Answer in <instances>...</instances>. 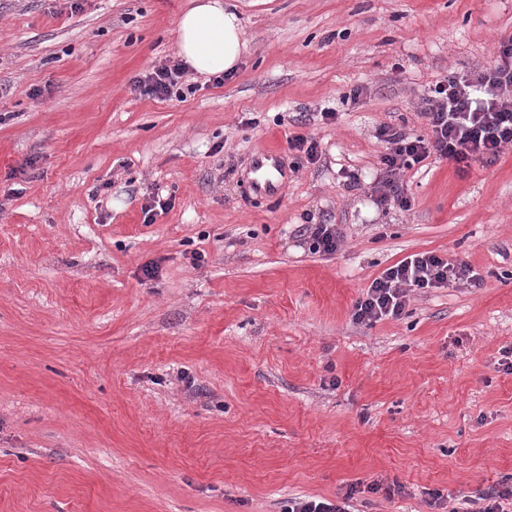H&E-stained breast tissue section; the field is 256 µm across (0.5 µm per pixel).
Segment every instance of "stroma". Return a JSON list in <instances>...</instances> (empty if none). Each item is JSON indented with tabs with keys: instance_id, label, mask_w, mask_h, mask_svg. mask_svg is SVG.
I'll return each instance as SVG.
<instances>
[{
	"instance_id": "obj_1",
	"label": "stroma",
	"mask_w": 512,
	"mask_h": 512,
	"mask_svg": "<svg viewBox=\"0 0 512 512\" xmlns=\"http://www.w3.org/2000/svg\"><path fill=\"white\" fill-rule=\"evenodd\" d=\"M235 2L249 54L180 101L131 82L188 0H0V512H451L512 484V150L429 157L407 211L371 192L377 128L426 133L420 97L493 64L512 0ZM296 133L319 163L293 168ZM324 219L330 255L297 235ZM421 252L480 286L356 323ZM288 150L309 164H316L321 158L320 143L310 134H294L288 137ZM270 168L279 171L278 155L277 152L273 150L261 153L256 157L255 172H262V178L260 180H255L254 189L256 192L271 194V192L276 188L275 183L264 177L265 171ZM349 511L340 503L326 499H308L288 501L282 512H346Z\"/></svg>"
}]
</instances>
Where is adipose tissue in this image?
<instances>
[{"instance_id": "1", "label": "adipose tissue", "mask_w": 512, "mask_h": 512, "mask_svg": "<svg viewBox=\"0 0 512 512\" xmlns=\"http://www.w3.org/2000/svg\"><path fill=\"white\" fill-rule=\"evenodd\" d=\"M178 53L196 74L236 69L248 49L242 21L224 0H192L176 20Z\"/></svg>"}]
</instances>
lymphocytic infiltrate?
I'll return each mask as SVG.
<instances>
[{
    "label": "lymphocytic infiltrate",
    "mask_w": 512,
    "mask_h": 512,
    "mask_svg": "<svg viewBox=\"0 0 512 512\" xmlns=\"http://www.w3.org/2000/svg\"><path fill=\"white\" fill-rule=\"evenodd\" d=\"M494 65L470 73H449L420 100V115L428 134L419 135L405 126L383 124L376 137L385 143L380 158L381 175L374 186L378 205L397 204L407 210L411 199L401 177L430 156L463 166L473 161L497 163L512 149V38L499 41ZM188 69L181 60L150 67L134 78L133 90L160 99L195 93L188 83ZM466 282L479 285L477 273L435 253L410 255L374 278L353 305L356 322L373 324L402 316L411 292L444 288Z\"/></svg>",
    "instance_id": "obj_1"
}]
</instances>
